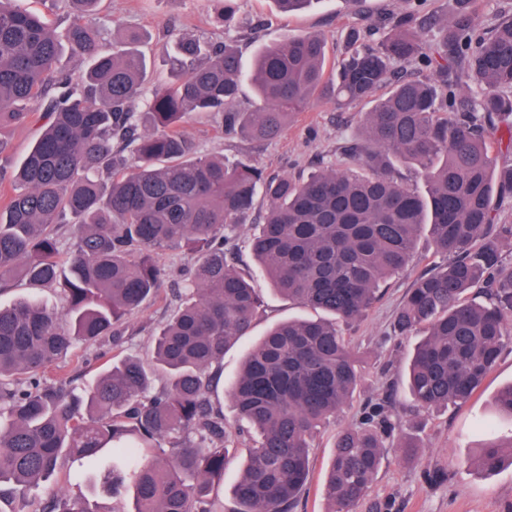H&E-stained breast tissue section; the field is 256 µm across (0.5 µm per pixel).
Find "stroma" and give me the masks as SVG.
Listing matches in <instances>:
<instances>
[{
  "mask_svg": "<svg viewBox=\"0 0 512 512\" xmlns=\"http://www.w3.org/2000/svg\"><path fill=\"white\" fill-rule=\"evenodd\" d=\"M219 0H112V20L102 27L107 43H119L125 30L142 34L149 44L147 86L168 80L166 26L180 21L186 32L211 42L237 39L243 58L260 47L279 42L287 35L321 31L329 39V59L337 61L348 25L355 17L347 0H314L304 11L290 17L278 14L272 0H237L240 29L225 31L217 15ZM364 107L354 104L340 110L328 101L308 106L299 121L280 138L257 146L239 138L225 137L205 114H194L184 131L205 153L229 158H248L270 176L298 177L314 171L320 163L339 158L343 143L358 127ZM269 207L257 196L253 223L240 230V268L261 294L264 307L249 336L243 337L224 356L223 376L231 378L248 349L267 328L291 316L316 318V311L282 300L256 267L247 245L256 232V220ZM412 275H396L383 286L381 298L348 338L357 354L361 379L351 401L326 425L310 456V478L303 488L296 512H327L323 483L338 430L358 426L367 400L390 398L393 427L384 436L382 465L357 512H512V466L489 475L471 466L470 460L490 438L512 436V419L499 413L493 403L496 393L512 384V351L503 352L476 393L466 403L432 412L416 407L408 393L404 367L413 339L396 342L392 325ZM173 305L162 293L142 310L128 316L120 346L105 339L81 345L71 356L75 387L81 388L103 367L107 357L132 354L150 361L153 334L169 316ZM417 452L406 451V444Z\"/></svg>",
  "mask_w": 512,
  "mask_h": 512,
  "instance_id": "obj_1",
  "label": "stroma"
}]
</instances>
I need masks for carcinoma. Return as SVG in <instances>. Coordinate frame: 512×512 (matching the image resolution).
Listing matches in <instances>:
<instances>
[{
	"label": "carcinoma",
	"instance_id": "obj_1",
	"mask_svg": "<svg viewBox=\"0 0 512 512\" xmlns=\"http://www.w3.org/2000/svg\"><path fill=\"white\" fill-rule=\"evenodd\" d=\"M69 2L74 18L60 34L25 0H0V126L26 123L31 102L46 118L18 169L0 170V288L23 279L64 295L60 307L0 304V485L10 496L24 500L110 448L99 483L112 506L53 487L35 512H124L130 490L135 512H217L210 493L247 436L236 512H294L314 439L360 381L340 324L360 322L382 284L409 272L424 233L443 264L413 278L393 323L394 335L420 337L408 390L424 411L472 397L512 343V267L502 257L512 224L495 214L512 195V18L486 30L477 0H457L450 18L414 0L381 25L352 26L331 68L323 33L264 46L246 69L233 42L173 26L171 79L146 99L140 36L129 37L131 48L110 47L101 0ZM273 2L292 15L312 0ZM66 49L86 61L85 79L58 67ZM413 64L425 77L398 75ZM245 83L260 101L252 109L235 106ZM315 100L370 109L343 147L346 162L301 180L204 155L182 127L211 112L224 133L265 144ZM400 167L414 169L422 188ZM260 194L270 206L252 255L277 294L325 317L279 322L248 352L228 389L241 421L232 429L220 403L224 354L263 308L238 268L235 236ZM175 250L195 264L155 337L152 365L125 355L76 392L72 349L106 337L120 345L121 319L168 278L157 255ZM154 366L166 384L152 393ZM389 427L374 403L362 426L338 433L324 483L329 512H353L365 496ZM505 459L492 441L478 466L494 473Z\"/></svg>",
	"mask_w": 512,
	"mask_h": 512
}]
</instances>
